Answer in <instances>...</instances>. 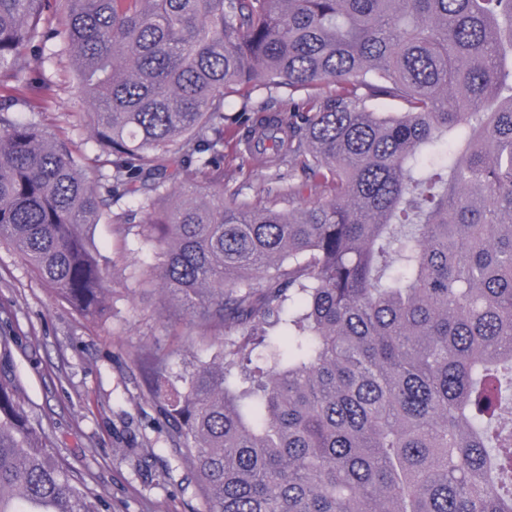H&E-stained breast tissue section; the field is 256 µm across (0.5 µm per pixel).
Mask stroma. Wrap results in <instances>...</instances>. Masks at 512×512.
Returning <instances> with one entry per match:
<instances>
[{
	"label": "stroma",
	"instance_id": "1",
	"mask_svg": "<svg viewBox=\"0 0 512 512\" xmlns=\"http://www.w3.org/2000/svg\"><path fill=\"white\" fill-rule=\"evenodd\" d=\"M84 103L72 85L54 91L52 106L27 92L23 117L49 130H69L88 158L97 152L87 129L72 126ZM226 142L224 188L241 202L258 203L268 188L305 182L301 167L265 170L232 161ZM117 211L129 213V231L92 224L87 233L103 256L112 290V319L81 317L55 298L9 245H0V376L15 381L21 402L41 424L57 457L90 498L108 512H206L194 476L181 463L147 389L141 363L149 351L169 352L168 372L178 378L198 359L217 350L208 328L175 313L160 291H145L130 279L133 268L151 262L154 244L134 198Z\"/></svg>",
	"mask_w": 512,
	"mask_h": 512
}]
</instances>
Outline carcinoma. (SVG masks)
I'll return each mask as SVG.
<instances>
[{"label":"carcinoma","mask_w":512,"mask_h":512,"mask_svg":"<svg viewBox=\"0 0 512 512\" xmlns=\"http://www.w3.org/2000/svg\"><path fill=\"white\" fill-rule=\"evenodd\" d=\"M48 68L105 160L0 94V244L109 319L86 228L136 198V283L222 336L149 361L207 512H512V0H0V91ZM257 86L307 91L235 123L312 205L224 194ZM0 512H101L2 379Z\"/></svg>","instance_id":"cac0c4a2"}]
</instances>
